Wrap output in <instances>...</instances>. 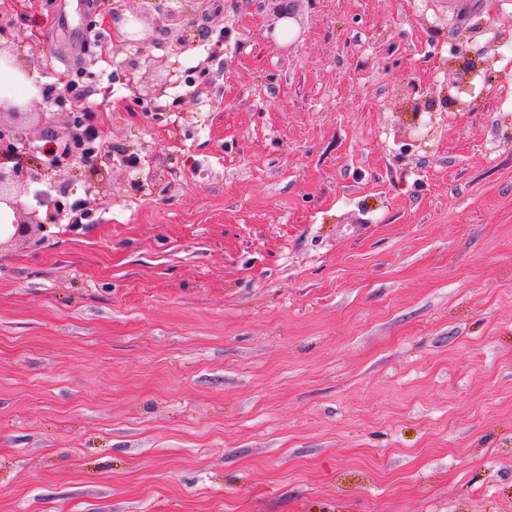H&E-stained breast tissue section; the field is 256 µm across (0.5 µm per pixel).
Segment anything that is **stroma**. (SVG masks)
Masks as SVG:
<instances>
[{
	"mask_svg": "<svg viewBox=\"0 0 512 512\" xmlns=\"http://www.w3.org/2000/svg\"><path fill=\"white\" fill-rule=\"evenodd\" d=\"M112 3L0 0L108 151L0 247V512H512V0Z\"/></svg>",
	"mask_w": 512,
	"mask_h": 512,
	"instance_id": "35a3bbf8",
	"label": "stroma"
}]
</instances>
